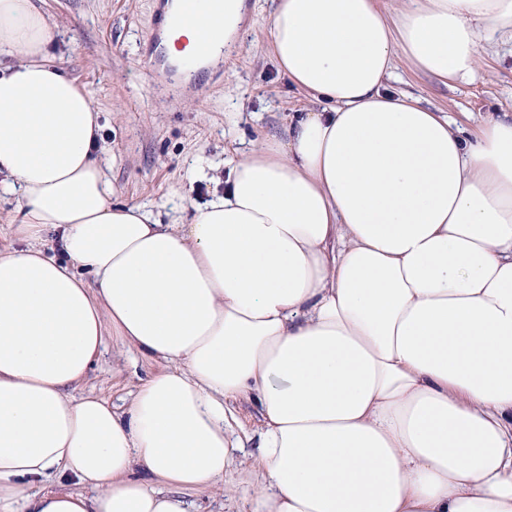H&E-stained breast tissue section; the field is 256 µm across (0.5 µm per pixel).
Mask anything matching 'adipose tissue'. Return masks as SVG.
I'll return each instance as SVG.
<instances>
[{"instance_id":"obj_1","label":"adipose tissue","mask_w":512,"mask_h":512,"mask_svg":"<svg viewBox=\"0 0 512 512\" xmlns=\"http://www.w3.org/2000/svg\"><path fill=\"white\" fill-rule=\"evenodd\" d=\"M217 6L202 56L177 21ZM245 12L168 0V60L220 63ZM270 25L315 108L164 224L114 201L44 0H0V512H189L244 465L227 512H512V114L385 91L399 55L471 76L512 0H272ZM109 342L159 365L121 406L74 394Z\"/></svg>"}]
</instances>
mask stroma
I'll return each instance as SVG.
<instances>
[{
	"mask_svg": "<svg viewBox=\"0 0 512 512\" xmlns=\"http://www.w3.org/2000/svg\"><path fill=\"white\" fill-rule=\"evenodd\" d=\"M164 2L45 0V8L60 30L51 54L101 114L102 158L118 201L171 224L223 193L224 162L234 150L284 135L289 118L312 102L271 56L269 0H255L254 23L232 61L188 77L154 52ZM387 89L411 94L469 129L488 115L512 113V37L496 36L465 82L442 83L396 58ZM155 369L136 351L110 346L88 385L114 401Z\"/></svg>",
	"mask_w": 512,
	"mask_h": 512,
	"instance_id": "obj_1",
	"label": "stroma"
}]
</instances>
